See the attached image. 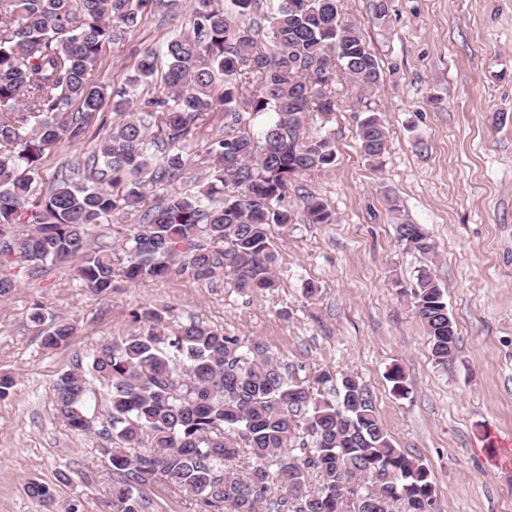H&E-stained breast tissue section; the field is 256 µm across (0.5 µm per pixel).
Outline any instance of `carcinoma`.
<instances>
[{"label":"carcinoma","mask_w":512,"mask_h":512,"mask_svg":"<svg viewBox=\"0 0 512 512\" xmlns=\"http://www.w3.org/2000/svg\"><path fill=\"white\" fill-rule=\"evenodd\" d=\"M164 0H0V265L12 253L38 274L75 265L77 280L106 296L120 276L132 283L189 271L234 277L243 290L276 287L274 224L293 222L282 208L307 171L331 168L330 137L307 127L336 111L341 74L363 92L357 135L367 159L386 151L387 131L365 93L382 77L359 30L341 19V0H191L192 28L165 43L166 93L149 85L158 57L143 52L127 85L114 94L95 81L103 47L133 34ZM271 44L258 40L260 21ZM222 91L214 94L216 79ZM112 99L113 121L101 128L87 161L37 189L45 155L87 135ZM77 110H71L73 103ZM224 112V133L208 141L209 184L175 187L191 160L205 112ZM270 115L258 133L242 130L243 113ZM91 167L96 178L73 177ZM162 191L159 202L147 194ZM307 224H333L322 198L303 190ZM138 213L122 241L99 245L91 230ZM33 229L22 237L15 227ZM408 252L432 255L421 224L399 223ZM416 317L439 365L454 359L459 336L445 290L418 270L411 291ZM147 330L107 344L60 373L58 417L69 429H92L89 379L109 391L112 440L149 449L130 456L103 448L115 478L112 512H145L141 487L161 480L195 501L197 512H431L436 488L428 466L392 443L371 388L355 374L300 375L256 338L230 335L191 319L173 327L166 310L143 307ZM75 326L51 321L42 347L69 344ZM248 459L247 472L234 466ZM316 480L317 490L308 485ZM30 497L55 504L54 489L32 482Z\"/></svg>","instance_id":"1"}]
</instances>
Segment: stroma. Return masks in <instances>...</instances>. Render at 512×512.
<instances>
[{
    "instance_id": "stroma-1",
    "label": "stroma",
    "mask_w": 512,
    "mask_h": 512,
    "mask_svg": "<svg viewBox=\"0 0 512 512\" xmlns=\"http://www.w3.org/2000/svg\"><path fill=\"white\" fill-rule=\"evenodd\" d=\"M342 16L375 50L383 79L369 96L384 120L387 151L373 167L357 138L356 94L336 84V112L323 132L333 168L302 184L334 211L332 224L303 220L273 227L279 253L273 291L237 288L229 276L186 272L164 281H117L110 295L80 288L70 268L28 276L13 260L0 273L18 286L0 301V373L13 395L0 400V512H45L26 485H51L59 506L112 512L106 392L92 384V431L68 429L55 410L59 373L97 348L142 331L132 313L167 307L174 321L195 318L260 339L282 363L306 371L358 374L372 389L393 444L432 472L438 512H512V0H391L386 22L371 0H343ZM192 21L188 0H170L125 41L106 44L94 76L125 87L139 52ZM93 138L59 143L42 163L39 189L61 166L86 159ZM399 214L388 210V198ZM421 224L438 250L406 252L395 223ZM430 268L447 292L459 353L438 366L405 291ZM317 296L306 298L307 285ZM42 306L74 323L68 346L41 345ZM400 367L409 389L387 379Z\"/></svg>"
}]
</instances>
